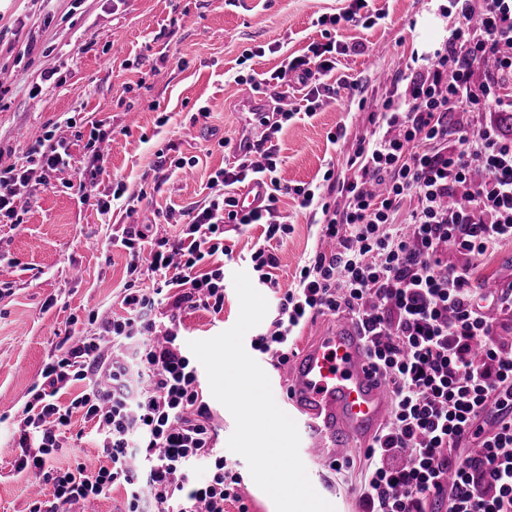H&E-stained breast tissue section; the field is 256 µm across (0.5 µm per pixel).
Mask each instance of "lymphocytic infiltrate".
<instances>
[{
	"mask_svg": "<svg viewBox=\"0 0 512 512\" xmlns=\"http://www.w3.org/2000/svg\"><path fill=\"white\" fill-rule=\"evenodd\" d=\"M438 46L400 74L371 130L346 161L348 176L323 175L326 189L293 187L300 209L317 215L333 253H315L296 287L279 297L256 351L286 364L316 315L346 314L362 328L369 357L393 394L388 422L359 463L348 464L363 512H512V284L494 293L475 285L481 261L512 242V0H453ZM368 0L343 18L323 17V39L273 75L300 86L303 111L266 114L251 156L217 169L211 194L167 221L177 241L153 225L125 224L112 246L132 256L122 314L90 315L92 334L65 337L42 370L13 431V468L50 484L30 512L125 493L124 512H249L241 474L218 449V430L200 371L184 345L183 318L224 309V227L260 224L250 255L258 286L276 290L271 241L288 219L275 136L297 115L335 102L338 56L363 51L332 35L338 21L373 25ZM66 139H37L20 166L0 170V223L23 221L31 188L70 167ZM263 179L262 209L239 210L234 186ZM86 388L79 394L77 383ZM68 403H61L62 395ZM95 430L100 463L54 466L73 437L72 417ZM208 476L194 477L198 465Z\"/></svg>",
	"mask_w": 512,
	"mask_h": 512,
	"instance_id": "1",
	"label": "lymphocytic infiltrate"
}]
</instances>
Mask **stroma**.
<instances>
[{"mask_svg":"<svg viewBox=\"0 0 512 512\" xmlns=\"http://www.w3.org/2000/svg\"><path fill=\"white\" fill-rule=\"evenodd\" d=\"M352 0H0V168L24 162L29 132L71 141V167L33 187L19 227L0 225V281L13 291L0 298V512H30L33 494L50 498L52 487L33 485L16 474L11 461L12 427L32 386L64 337L84 336L92 313L119 312L121 289L131 258L109 246L121 224L158 225L177 238L179 227L165 223L167 211L185 210L210 192L209 177L226 163L224 140L239 134L242 101L253 92L249 77L269 79L284 60L305 54L320 40V17L342 15ZM449 0H371L385 17L370 28L340 23L338 35L360 41L370 54L341 58L336 76L360 79L363 92L341 89V101L313 118L284 123L276 140L282 183H322L327 163L344 176V160L356 139L367 135L360 100L375 101L393 76L412 63L413 51L430 50L442 33L439 10ZM210 109L196 120L199 107ZM169 122H162V115ZM110 127L106 161L98 188L111 192L123 180L136 196L134 213L126 198L101 215L83 200L87 143L96 123ZM346 127L345 138L330 133ZM191 158L189 173L163 175L156 153ZM279 211L291 231L277 244L274 276L280 290L296 284L300 268L325 250L318 225L292 196H280ZM263 228L227 226L224 244V310L198 311L184 321L186 340H206L229 329L239 315L232 276L249 271V257ZM219 443L234 431L231 413L211 401ZM229 463L244 474L250 512H276L249 477L243 457L227 450ZM317 493L335 512H361L344 474L306 461Z\"/></svg>","mask_w":512,"mask_h":512,"instance_id":"35a3bbf8","label":"stroma"}]
</instances>
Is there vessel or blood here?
<instances>
[{
  "instance_id": "b4317fda",
  "label": "vessel or blood",
  "mask_w": 512,
  "mask_h": 512,
  "mask_svg": "<svg viewBox=\"0 0 512 512\" xmlns=\"http://www.w3.org/2000/svg\"><path fill=\"white\" fill-rule=\"evenodd\" d=\"M265 101L250 99L242 115L236 155L250 152ZM266 198L263 180H253L239 207L251 211ZM283 404L309 436L319 462L336 463L343 449L369 447L391 411V391L375 372L360 327L343 318L325 326L294 357L285 374Z\"/></svg>"
}]
</instances>
